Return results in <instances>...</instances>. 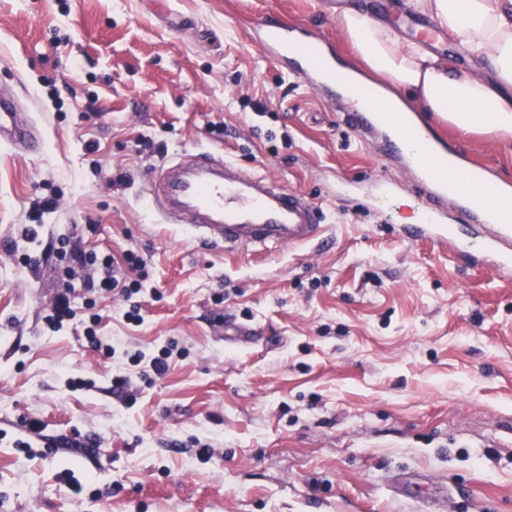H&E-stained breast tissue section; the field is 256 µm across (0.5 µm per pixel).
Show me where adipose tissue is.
Returning a JSON list of instances; mask_svg holds the SVG:
<instances>
[{
  "mask_svg": "<svg viewBox=\"0 0 512 512\" xmlns=\"http://www.w3.org/2000/svg\"><path fill=\"white\" fill-rule=\"evenodd\" d=\"M398 7L431 16L487 70L457 66L348 0L337 23L354 55L336 75L351 105L372 106L390 124L401 112L430 113L466 132L511 134L512 0H400Z\"/></svg>",
  "mask_w": 512,
  "mask_h": 512,
  "instance_id": "ef3b65f1",
  "label": "adipose tissue"
}]
</instances>
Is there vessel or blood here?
Listing matches in <instances>:
<instances>
[{"label": "vessel or blood", "instance_id": "b4317fda", "mask_svg": "<svg viewBox=\"0 0 512 512\" xmlns=\"http://www.w3.org/2000/svg\"><path fill=\"white\" fill-rule=\"evenodd\" d=\"M295 28L266 16L258 26L268 58L281 63ZM348 122L379 149L407 157L409 167L433 164L434 147L406 155L402 143L373 112H351ZM0 145L26 150L43 143L22 117L13 93L0 92ZM149 204L167 224L187 225L196 239L223 246L225 251L264 250L272 246H307L323 241L326 226L321 207L303 194L273 181L238 170L235 161L212 150L179 154L159 167L145 185ZM416 192L423 198L418 223L406 229L409 239H425L453 253L480 257L502 271L512 270V222L498 224L494 210L512 209V190L487 184V202L473 199L466 188L422 181Z\"/></svg>", "mask_w": 512, "mask_h": 512}]
</instances>
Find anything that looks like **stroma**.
<instances>
[{
    "label": "stroma",
    "mask_w": 512,
    "mask_h": 512,
    "mask_svg": "<svg viewBox=\"0 0 512 512\" xmlns=\"http://www.w3.org/2000/svg\"><path fill=\"white\" fill-rule=\"evenodd\" d=\"M269 14L349 60L330 0H0V90L44 142L0 147V512H432L399 491L427 478L446 512H512V274L405 236L414 174L265 59L247 33ZM436 131L512 183V134ZM197 148L321 203L329 243L227 253L163 223L142 187ZM62 244L141 255L142 322L88 308ZM228 316L258 336L225 341ZM163 347V375L130 360Z\"/></svg>",
    "instance_id": "obj_1"
}]
</instances>
